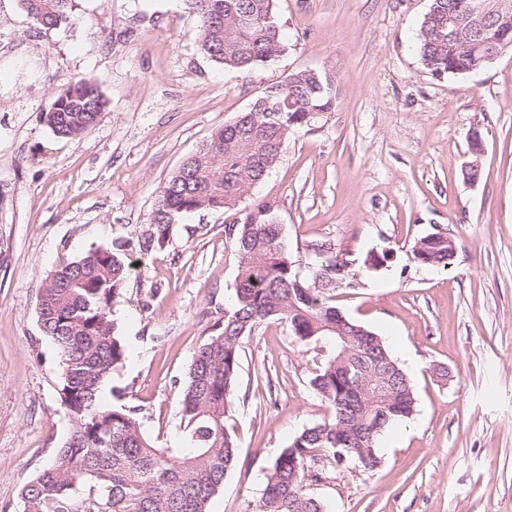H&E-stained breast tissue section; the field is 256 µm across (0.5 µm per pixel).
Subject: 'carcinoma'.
<instances>
[{"mask_svg":"<svg viewBox=\"0 0 512 512\" xmlns=\"http://www.w3.org/2000/svg\"><path fill=\"white\" fill-rule=\"evenodd\" d=\"M38 25L52 29L75 20L72 0H19ZM275 0H185L196 18L199 49L226 69L250 72L285 50ZM463 0H431L417 33L422 60L446 75L479 69V55L450 48L431 38L438 17ZM243 11L254 25H236ZM286 93L296 108L239 112L186 157L160 190L150 223L133 239L58 257L37 295L40 329L54 343L61 369L60 401L73 422L71 436L21 490L22 512H208L238 462V442L226 426L238 386L240 346L267 320L288 325L301 344L325 342L332 351L310 380L312 391L330 410L327 420L302 430L277 455L253 512H327L305 491L317 482L316 459L347 471L373 469L381 462L378 441L395 422L416 411L413 383L374 331L347 317L336 324L328 295L336 289L338 268L351 262L345 253L325 257L326 244H313L319 260L301 272L288 258L269 200L254 203L244 221L228 228L238 251L234 303L224 321L193 353L180 403V448H161L147 436L135 414L103 402L101 390L123 366L127 349L112 318L123 298L133 252L163 246L172 223L199 209L224 210L251 195L279 159L288 137L307 126L311 109L333 107L338 86H320L312 71L286 78ZM107 101L100 83L80 78L70 83L43 113L59 138L73 139L91 129ZM421 264L447 268L454 257L440 240L425 242ZM384 375L386 398L366 422L357 408L359 394Z\"/></svg>","mask_w":512,"mask_h":512,"instance_id":"obj_1","label":"carcinoma"}]
</instances>
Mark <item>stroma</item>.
Here are the masks:
<instances>
[{
	"label": "stroma",
	"instance_id": "35a3bbf8",
	"mask_svg": "<svg viewBox=\"0 0 512 512\" xmlns=\"http://www.w3.org/2000/svg\"><path fill=\"white\" fill-rule=\"evenodd\" d=\"M74 5L80 23L45 29L0 0L12 36L0 46V512H20L23 486L73 430L36 310L58 255L135 236L183 159L298 70L336 75L334 108L290 135L252 198L181 217L163 248L138 255L112 309L128 358L102 398L175 446L192 355L233 299L225 228L267 199L297 267L317 241L356 260L389 252L333 303L382 337L416 396L381 436L379 466L326 470L308 493L329 512H512V51L439 78L416 39L430 0H276L287 48L243 73L199 51L183 0ZM82 77L99 80L107 107L82 136L56 137L41 114ZM437 231L456 242L444 270L413 254ZM328 353L277 320L243 339L226 421L239 460L209 512H252L276 456L328 417L309 387Z\"/></svg>",
	"mask_w": 512,
	"mask_h": 512
}]
</instances>
